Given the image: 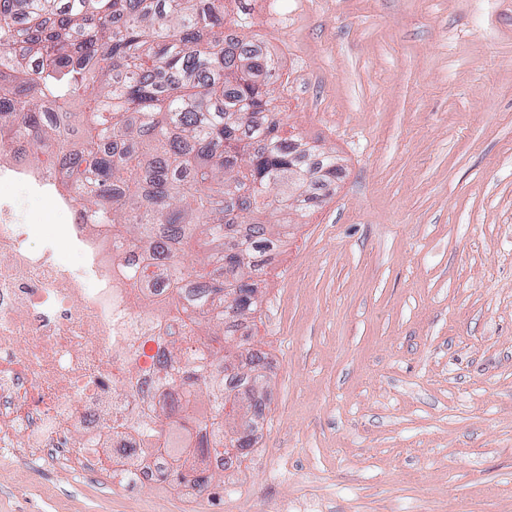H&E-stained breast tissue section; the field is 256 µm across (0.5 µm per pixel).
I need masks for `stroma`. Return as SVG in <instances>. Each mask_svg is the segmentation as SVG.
<instances>
[{
	"label": "stroma",
	"instance_id": "35a3bbf8",
	"mask_svg": "<svg viewBox=\"0 0 512 512\" xmlns=\"http://www.w3.org/2000/svg\"><path fill=\"white\" fill-rule=\"evenodd\" d=\"M284 128L336 155L288 216L253 338L261 448L225 471L326 512H512V0H257ZM54 191L0 180L60 238ZM105 479L0 472V512H143Z\"/></svg>",
	"mask_w": 512,
	"mask_h": 512
}]
</instances>
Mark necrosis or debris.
I'll return each mask as SVG.
<instances>
[{
	"mask_svg": "<svg viewBox=\"0 0 512 512\" xmlns=\"http://www.w3.org/2000/svg\"><path fill=\"white\" fill-rule=\"evenodd\" d=\"M63 264L40 225L0 199V466L60 469L79 481L106 476L129 493L171 466L162 436L160 374L175 310L165 289L134 286L112 264V238L84 223L75 203Z\"/></svg>",
	"mask_w": 512,
	"mask_h": 512,
	"instance_id": "4bbe7bcc",
	"label": "necrosis or debris"
}]
</instances>
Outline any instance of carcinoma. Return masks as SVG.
<instances>
[{
    "mask_svg": "<svg viewBox=\"0 0 512 512\" xmlns=\"http://www.w3.org/2000/svg\"><path fill=\"white\" fill-rule=\"evenodd\" d=\"M252 25L224 0H0V156L49 153L57 194L112 233L124 275L171 291L182 337L157 433H193L201 458L257 444L264 358L225 361L250 344L282 243L261 216L310 208L307 180L339 171L283 135L271 56L224 41Z\"/></svg>",
    "mask_w": 512,
    "mask_h": 512,
    "instance_id": "cac0c4a2",
    "label": "carcinoma"
}]
</instances>
